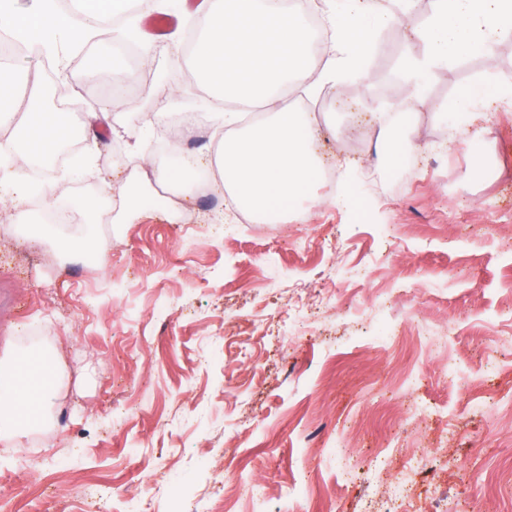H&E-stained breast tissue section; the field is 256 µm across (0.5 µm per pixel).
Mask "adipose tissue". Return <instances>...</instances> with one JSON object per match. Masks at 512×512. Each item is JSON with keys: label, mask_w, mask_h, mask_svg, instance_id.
I'll use <instances>...</instances> for the list:
<instances>
[{"label": "adipose tissue", "mask_w": 512, "mask_h": 512, "mask_svg": "<svg viewBox=\"0 0 512 512\" xmlns=\"http://www.w3.org/2000/svg\"><path fill=\"white\" fill-rule=\"evenodd\" d=\"M415 4L416 0H322L323 34L316 39L303 6L283 10L271 0H203L195 26L193 72L212 84L215 103L233 93L242 107L262 105L266 117L222 141L216 152L192 155L185 177H174L145 153H134L130 179L106 183L104 198L124 201L131 186L148 191L166 184L181 199L191 193L192 173L213 165L233 186L234 205L264 219L273 217L277 203L311 194L324 165L313 149L317 129L309 111L284 107V95L294 90L313 100L332 86L341 98L348 83H367L376 35L394 21L410 18ZM124 5L125 0H88L85 13L77 17L60 13L54 0H34L27 12L0 16V24L34 55L85 39L116 44L132 40L143 63L150 65L158 55L170 58L182 47L177 33L160 45L134 23L112 28L99 24V17L121 11ZM411 33L423 50L416 56L404 55L400 65L408 87L406 101L416 107L429 97L428 77L433 71L456 59L488 54L512 40V0H432L428 23L412 27ZM19 97L26 102L21 122L15 121L11 106ZM507 106L512 107L511 80L479 83L459 91L448 114L458 126L469 127L476 118H493ZM109 119V112H91L82 126H75L70 113L56 109L38 77L26 78L21 86L10 76L0 77V127L13 130L8 146H0V158L16 164L7 174L14 187L16 220L1 223V232L21 229L28 221L26 166L45 154L48 145L76 130L95 134ZM60 384L56 354L48 345L32 346L9 367L0 368V442L17 446L30 433L50 428L49 408Z\"/></svg>", "instance_id": "obj_1"}]
</instances>
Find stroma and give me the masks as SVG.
Returning a JSON list of instances; mask_svg holds the SVG:
<instances>
[{"label": "stroma", "instance_id": "1", "mask_svg": "<svg viewBox=\"0 0 512 512\" xmlns=\"http://www.w3.org/2000/svg\"><path fill=\"white\" fill-rule=\"evenodd\" d=\"M412 41L395 31L371 62L370 83L349 85L347 96L405 99L399 56ZM65 55L66 69L52 74L42 56L11 66L50 74L74 123L107 105L112 66L139 80L133 111H112L98 139L80 138L95 162L57 182L64 202L94 199L134 148L164 165L138 135L157 76L179 94L156 140L167 141L182 113L196 116L179 132L189 152L235 133L224 113L236 102L205 107L211 92L187 57L157 71L122 47L91 77L98 42ZM510 79L512 41L474 65L434 72L412 116L423 150L389 169L374 153L379 124L366 122L365 150L336 144L352 113L326 87L314 104L316 148L371 179L318 183V204L298 200L271 220L251 214L228 230L221 202L196 193L178 219L164 203L142 201L121 224L68 225L72 240L100 243L69 261L0 234V358L46 341L68 374L52 430L0 444V512H123L132 497L144 498L146 512H174L177 486L195 512H224L229 498L235 512H394L374 457L397 448L441 451L435 472L408 473L412 512H512V354L499 355V370L481 367L512 337V250L493 230L512 225V111L479 124L477 158L469 132L453 130L443 112L468 84ZM319 291L332 307L317 308ZM411 309L440 337L441 353L348 347ZM450 361L485 383L490 399L449 388ZM410 369L417 381L402 384ZM339 437L357 459L349 476L330 450ZM301 444L317 451L315 490L295 499ZM34 465L37 482L28 479Z\"/></svg>", "mask_w": 512, "mask_h": 512}]
</instances>
